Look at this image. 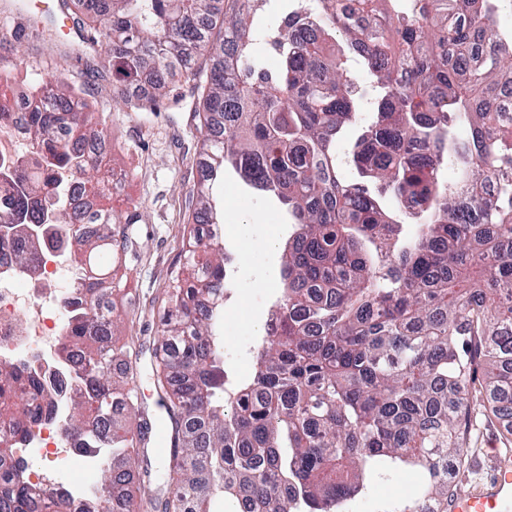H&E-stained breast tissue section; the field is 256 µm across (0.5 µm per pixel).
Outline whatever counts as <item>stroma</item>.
Instances as JSON below:
<instances>
[{
  "mask_svg": "<svg viewBox=\"0 0 512 512\" xmlns=\"http://www.w3.org/2000/svg\"><path fill=\"white\" fill-rule=\"evenodd\" d=\"M22 10L0 15V73L8 74L14 90L30 95L38 81L64 73L80 91L90 127L105 124L108 162L118 177L120 193L102 198L101 204L124 215L137 212L136 223L123 225L128 238L122 264L115 274L121 290L115 291L112 316L113 342L125 348L126 360L147 405L156 409L157 392L150 369L153 343L158 334L161 298L172 269L182 259L199 185L198 152L202 136L183 79L154 112H138L129 100H148L151 87H127L115 97L112 73L103 62L87 66L85 60L59 54L40 30L14 35ZM224 210L222 238L238 257V271L227 285L224 299V369L232 380L250 375L255 354L262 347L260 330L282 294L281 244L294 230L286 209L275 199L248 190L233 173L214 188ZM274 239L276 248H264ZM467 457L451 473L455 495L471 490L487 475L491 452L512 449V420L500 419L483 408L472 410L467 422ZM417 482L412 472L377 479L359 512H379L384 505L407 497Z\"/></svg>",
  "mask_w": 512,
  "mask_h": 512,
  "instance_id": "35a3bbf8",
  "label": "stroma"
}]
</instances>
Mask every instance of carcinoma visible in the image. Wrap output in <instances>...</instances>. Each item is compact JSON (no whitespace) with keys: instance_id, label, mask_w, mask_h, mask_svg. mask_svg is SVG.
<instances>
[{"instance_id":"cac0c4a2","label":"carcinoma","mask_w":512,"mask_h":512,"mask_svg":"<svg viewBox=\"0 0 512 512\" xmlns=\"http://www.w3.org/2000/svg\"><path fill=\"white\" fill-rule=\"evenodd\" d=\"M76 30L106 31L85 56L102 58L119 86L149 80L151 103L181 73L196 103L204 160L183 266L170 272L154 366L164 410L168 479L156 486L134 374L114 371L112 306L77 312L65 333L87 362L59 375L87 398L71 425L101 459L104 512H347L372 477L416 472L410 498L386 512H448V465H463L460 425L471 409L472 364L483 362L491 411L512 409V33L497 14L512 0H290L269 39L280 66L249 61L252 15L265 0H78ZM373 79L374 121L347 162L336 141L363 95L349 61ZM74 89L57 75L31 112L36 138L60 151L45 160L105 196L101 163L85 156ZM452 163L455 182L440 176ZM233 170L276 198L294 221L281 262L277 325L264 331L252 375L226 386L224 248L201 232L221 223L210 183ZM67 181L30 182L0 225L45 223L46 203H68ZM414 220L409 237L386 205ZM98 208L58 225L81 278L104 300L120 284L123 247ZM88 224L102 225L92 234ZM482 277L459 288L474 267ZM48 385L36 368L0 360V455L41 422ZM139 418L134 428L125 417ZM18 474L0 473V512H31Z\"/></svg>"}]
</instances>
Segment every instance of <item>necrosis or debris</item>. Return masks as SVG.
Masks as SVG:
<instances>
[{
  "mask_svg": "<svg viewBox=\"0 0 512 512\" xmlns=\"http://www.w3.org/2000/svg\"><path fill=\"white\" fill-rule=\"evenodd\" d=\"M30 110L28 98L15 93L8 110L0 114V157L11 162L7 176L0 177L1 205L15 195L20 181L36 175L47 183L54 177L53 172L37 171L31 163L32 158L47 153L48 143L29 134ZM63 294L79 306L89 305L94 299L72 270L55 264L49 252L38 251L35 268L26 278L9 251L0 252V356L8 355L31 363L40 371L54 372L63 347V310L58 302ZM64 432L60 416L45 419L20 451L0 461V466L23 470L36 495L49 490L68 498L71 512H88L92 489L101 482L100 464L67 440ZM35 454L55 456L69 467L82 470L84 481L50 480L33 467L31 457Z\"/></svg>",
  "mask_w": 512,
  "mask_h": 512,
  "instance_id": "4bbe7bcc",
  "label": "necrosis or debris"
}]
</instances>
